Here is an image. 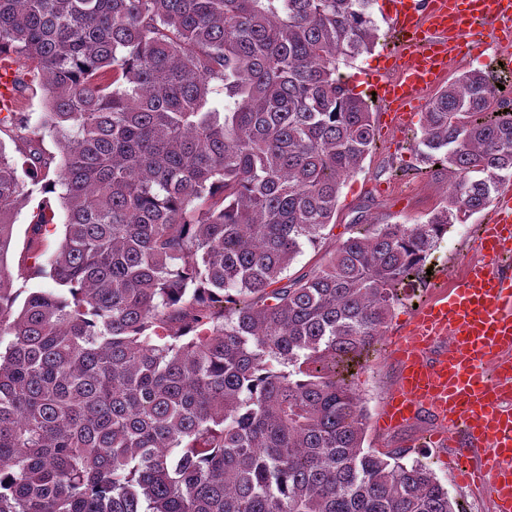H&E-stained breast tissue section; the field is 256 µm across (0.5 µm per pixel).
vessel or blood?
<instances>
[{
  "label": "vessel or blood",
  "instance_id": "obj_1",
  "mask_svg": "<svg viewBox=\"0 0 512 512\" xmlns=\"http://www.w3.org/2000/svg\"><path fill=\"white\" fill-rule=\"evenodd\" d=\"M388 5L393 26L407 39L399 54L384 58L392 77L375 81L393 124L401 108L439 83L449 55L482 47L485 26L512 39V0ZM496 209L460 279L420 308L406 336L393 343L399 383L380 422L392 428L428 411L441 425L436 440L460 436L483 454L480 466L460 472L461 481L487 484L495 512H512V276L497 267L512 253L511 192L499 198ZM442 338L448 346L430 355Z\"/></svg>",
  "mask_w": 512,
  "mask_h": 512
}]
</instances>
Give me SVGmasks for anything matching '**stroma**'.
<instances>
[{"instance_id": "stroma-1", "label": "stroma", "mask_w": 512, "mask_h": 512, "mask_svg": "<svg viewBox=\"0 0 512 512\" xmlns=\"http://www.w3.org/2000/svg\"><path fill=\"white\" fill-rule=\"evenodd\" d=\"M371 12L379 29V44L372 51L339 64V71L346 77L349 87L367 100L372 97L367 84L369 76L381 71L382 54L398 44L386 18V0H375ZM507 56L512 58V45H505L498 33L488 32L482 52L452 59L445 79L450 82L463 72L495 66L499 69L500 84H512V68L498 66L500 59ZM424 112L421 106L405 111L397 128L376 132L374 147L364 159L361 170L341 187L335 224L328 227L325 238L317 247L305 248L303 254L295 259L287 271L289 277L310 272L328 253L333 252L337 244L349 236L350 226L359 211H368L383 224H417L442 205L454 180L453 173L445 170L434 179L417 178L412 174L418 160L411 146L420 132ZM41 201V195H33L19 213L7 255L14 286L25 292L51 286V279L42 275L40 269L47 266L64 237L63 226H56L41 236L35 245L40 252L39 259H28V249L33 246L30 243L31 214ZM487 217L484 211L474 214L465 222L454 224L439 240L426 263L431 271L430 277L417 280L411 300L395 306L376 352L354 372V386L368 414L365 447L378 453L401 449L405 452L406 461L418 460L428 465L464 512H492L491 493L488 487L475 491L457 481L448 458V446L430 440L431 435L438 431L433 418L424 413L392 429L379 427L377 421L399 380V367L388 349L389 342L403 336L413 317L415 304L424 301L440 283L458 278L463 264L473 255L477 229Z\"/></svg>"}]
</instances>
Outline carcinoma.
I'll list each match as a JSON object with an SVG mask.
<instances>
[{"label": "carcinoma", "instance_id": "obj_1", "mask_svg": "<svg viewBox=\"0 0 512 512\" xmlns=\"http://www.w3.org/2000/svg\"><path fill=\"white\" fill-rule=\"evenodd\" d=\"M373 2L0 0L15 90L48 94L35 126L0 115V512H461L425 464L363 447L351 369L512 180V100L482 71L449 83L412 144L416 174H455L443 205L362 214L283 277L373 148L337 67L378 44ZM36 190L64 238L18 307ZM53 224L45 201L33 234ZM46 196L49 197L51 204L59 212L60 216L57 221L59 224L51 232L40 236L39 243L35 247L38 248L41 255L35 263L31 259H27L32 236L30 221L32 212L36 210L44 196L34 193L17 216L15 235L7 255V264L12 273L15 290L21 288L23 291L19 296L18 302L22 301L32 288H48L52 284V280L46 275L39 274L38 270L40 267H46L49 270L48 261L57 251L63 240L64 228L61 225L63 219L56 195L49 194Z\"/></svg>", "mask_w": 512, "mask_h": 512}]
</instances>
